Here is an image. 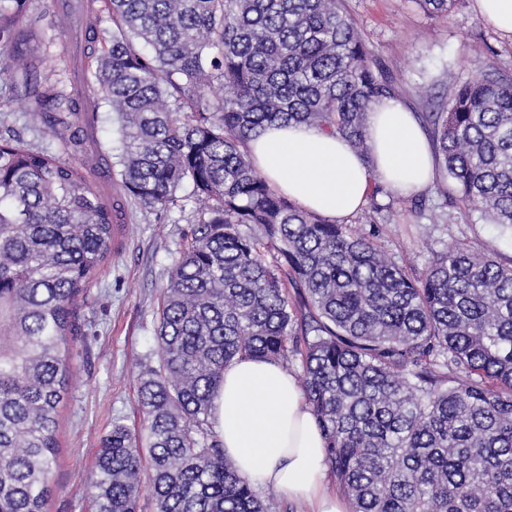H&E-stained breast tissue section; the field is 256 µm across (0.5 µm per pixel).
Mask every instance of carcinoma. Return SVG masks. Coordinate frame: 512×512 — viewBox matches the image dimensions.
I'll use <instances>...</instances> for the list:
<instances>
[{
    "label": "carcinoma",
    "instance_id": "cac0c4a2",
    "mask_svg": "<svg viewBox=\"0 0 512 512\" xmlns=\"http://www.w3.org/2000/svg\"><path fill=\"white\" fill-rule=\"evenodd\" d=\"M413 2L437 16L460 0ZM30 5L0 0V96L28 88L56 149L0 136V512H46L75 302L124 223L84 130L103 105L124 195L161 214L193 201L198 219L162 291L141 428L113 423L99 450L96 512H138L145 486L156 512H265L210 417L224 367L291 351L349 512H512V260L454 239L400 266L248 154L275 122L367 152L370 105L398 90L345 0H84L87 85L23 63ZM423 118L450 181L437 192L511 228L512 80L453 86Z\"/></svg>",
    "mask_w": 512,
    "mask_h": 512
}]
</instances>
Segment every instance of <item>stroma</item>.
I'll return each mask as SVG.
<instances>
[{
	"label": "stroma",
	"instance_id": "obj_1",
	"mask_svg": "<svg viewBox=\"0 0 512 512\" xmlns=\"http://www.w3.org/2000/svg\"><path fill=\"white\" fill-rule=\"evenodd\" d=\"M57 0H34L26 49L39 67L57 64L60 55L76 59L81 31L60 23ZM346 6L376 57L394 74L400 97L415 114L428 105L415 90L435 96L449 86L489 74L512 80V39L489 26L472 0L448 14L430 16L414 0H347ZM426 209L416 215L412 201L387 192L377 200L384 217L370 224L365 213L349 222L375 232L382 249L401 264L425 267L449 241H469L478 251L512 257V232L488 223L478 211L453 213L435 190L424 192ZM124 244L112 256L96 285L80 299L81 332L70 342L75 376L61 402L59 453L51 468L48 512H95L87 491L102 438L113 421L141 425L139 376L157 366L155 334L158 306L168 272L197 222L194 203L163 217L127 202Z\"/></svg>",
	"mask_w": 512,
	"mask_h": 512
}]
</instances>
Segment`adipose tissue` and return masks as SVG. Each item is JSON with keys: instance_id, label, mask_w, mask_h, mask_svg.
<instances>
[{"instance_id": "adipose-tissue-1", "label": "adipose tissue", "mask_w": 512, "mask_h": 512, "mask_svg": "<svg viewBox=\"0 0 512 512\" xmlns=\"http://www.w3.org/2000/svg\"><path fill=\"white\" fill-rule=\"evenodd\" d=\"M368 154L341 137L277 122L248 143L257 171L302 208L343 220L356 213L375 186L399 196L435 180L432 145L414 113L395 98L367 114ZM224 455L254 486L272 485L307 502L311 512H345L324 494L323 435L295 374L282 365L241 360L224 370L212 410Z\"/></svg>"}]
</instances>
